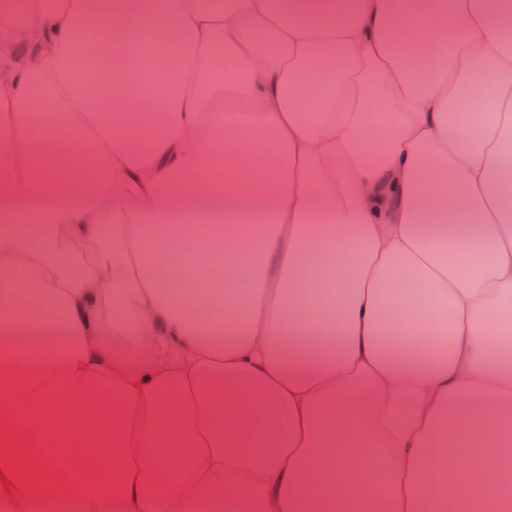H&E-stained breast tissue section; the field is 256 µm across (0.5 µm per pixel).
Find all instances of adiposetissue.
Here are the masks:
<instances>
[{
  "label": "adipose tissue",
  "instance_id": "1",
  "mask_svg": "<svg viewBox=\"0 0 512 512\" xmlns=\"http://www.w3.org/2000/svg\"><path fill=\"white\" fill-rule=\"evenodd\" d=\"M285 6L0 0V512H512V0Z\"/></svg>",
  "mask_w": 512,
  "mask_h": 512
}]
</instances>
